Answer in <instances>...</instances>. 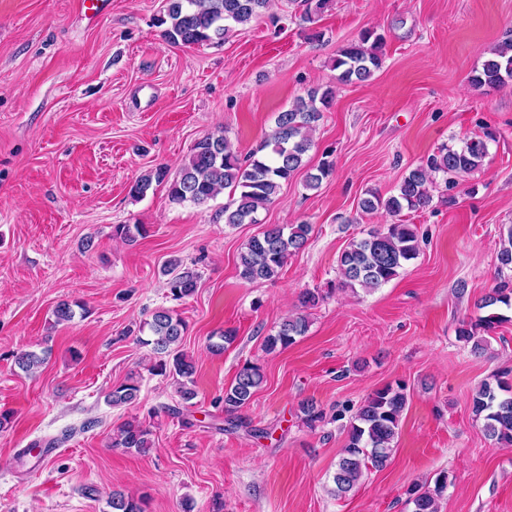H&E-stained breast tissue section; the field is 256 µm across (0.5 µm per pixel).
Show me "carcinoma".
<instances>
[{"label": "carcinoma", "instance_id": "carcinoma-1", "mask_svg": "<svg viewBox=\"0 0 512 512\" xmlns=\"http://www.w3.org/2000/svg\"><path fill=\"white\" fill-rule=\"evenodd\" d=\"M269 0H167L162 37L173 45L191 46L224 37L235 25H247L268 8ZM383 37L371 30L359 40L340 48L333 62L336 84L350 85L369 81L382 65ZM512 80V38L490 52L482 68L472 77L478 88L494 89ZM335 96L332 88H311L307 96L297 98L286 110L278 113L275 127L248 156L238 155L224 131L216 130L202 137L193 147L188 160L174 177L160 167L137 179L130 194L141 197L153 184H166L168 196L175 202L205 204L220 193L229 191V200L219 211L226 224H255L259 210L270 205L281 184L305 166L304 157L314 145L313 132ZM493 133L466 140L458 149L444 147L429 155L412 168L397 186L396 193L387 197L369 192L359 207L364 212L383 209L392 216L403 211L417 212L430 206L433 196L432 175L443 174L449 179L462 177L480 169L489 153ZM325 154L315 171L306 175V186L317 189L333 171L334 162ZM312 226L307 223L281 226L270 224L252 237L239 256V275L247 282L271 280L278 276L290 256L307 244ZM116 235L134 242L146 234L142 224H118ZM419 255V239L410 224H387L372 230L367 236L351 241L338 258L340 285L374 291L397 278L404 266ZM168 276L170 294L181 300L195 294L198 273L181 263L170 260L163 268ZM512 304V289L500 285L482 296L475 309L480 312L473 322L461 321L456 330L458 340L471 345V351L482 354L488 348L481 329L490 332L504 321L498 305ZM307 317L301 313L284 319L275 333L265 338L264 347L272 352L285 348L308 330ZM142 328L150 338L158 361L150 371L156 375L180 377L178 393L189 403L197 397L195 365L191 358L176 351L186 330L184 320L173 311L156 309ZM45 358L34 352L21 351L15 364L25 373L41 367ZM504 371L495 383H483L472 395L470 409L481 422L485 436L503 447H512V383ZM264 379L261 368L246 363L238 371L234 383L224 391V411L232 415L250 401ZM140 382L130 377L112 388L108 402L112 405L132 404L139 396ZM407 386L403 382L388 384L369 394L351 414L347 426L348 441L332 476L333 492L342 497L353 490L369 468L386 466L398 435L402 414L407 405ZM301 421L310 429L325 421L322 409L313 401L301 406ZM151 431L137 418L122 423L113 438V448H134L144 451L151 447ZM448 488V475L435 479L434 485L414 482L408 488L406 505L410 512H439V503ZM111 512H144L141 502L121 490L112 492L108 501Z\"/></svg>", "mask_w": 512, "mask_h": 512}]
</instances>
